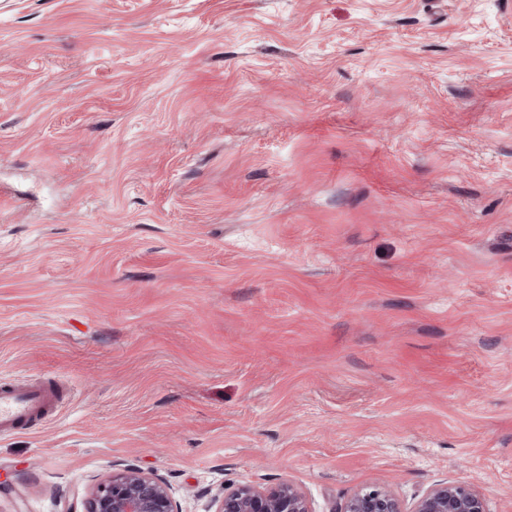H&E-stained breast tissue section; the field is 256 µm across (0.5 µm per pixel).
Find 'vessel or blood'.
Here are the masks:
<instances>
[{
    "label": "vessel or blood",
    "mask_w": 512,
    "mask_h": 512,
    "mask_svg": "<svg viewBox=\"0 0 512 512\" xmlns=\"http://www.w3.org/2000/svg\"><path fill=\"white\" fill-rule=\"evenodd\" d=\"M64 388L58 383L17 381L0 384V436L17 433L35 420L56 417Z\"/></svg>",
    "instance_id": "b4317fda"
}]
</instances>
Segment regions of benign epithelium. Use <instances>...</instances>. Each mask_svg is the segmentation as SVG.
<instances>
[{
    "instance_id": "benign-epithelium-1",
    "label": "benign epithelium",
    "mask_w": 512,
    "mask_h": 512,
    "mask_svg": "<svg viewBox=\"0 0 512 512\" xmlns=\"http://www.w3.org/2000/svg\"><path fill=\"white\" fill-rule=\"evenodd\" d=\"M213 512H312L308 497L291 483L260 488L243 482L224 489ZM84 512H181L169 485L140 469L114 471L92 488ZM343 512H487L486 499L475 485L445 482L434 485L407 509L388 486L366 484L357 489Z\"/></svg>"
}]
</instances>
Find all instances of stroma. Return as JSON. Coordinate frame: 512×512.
Wrapping results in <instances>:
<instances>
[{"instance_id": "1", "label": "stroma", "mask_w": 512, "mask_h": 512, "mask_svg": "<svg viewBox=\"0 0 512 512\" xmlns=\"http://www.w3.org/2000/svg\"><path fill=\"white\" fill-rule=\"evenodd\" d=\"M0 512L468 481L512 512V0H0ZM59 383L16 381L0 384V436L17 433L35 420H51L62 405ZM84 512H182L169 485L140 469L104 476L92 488Z\"/></svg>"}]
</instances>
